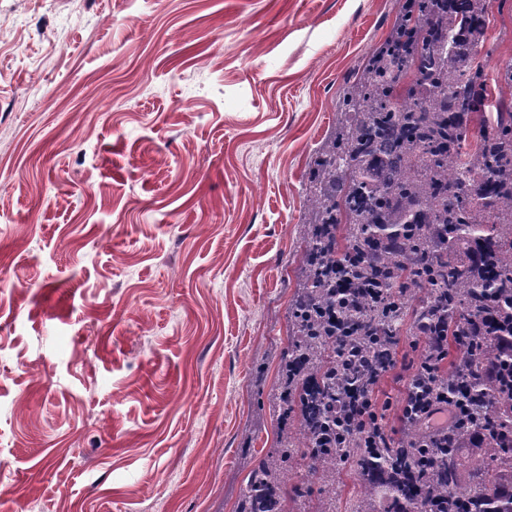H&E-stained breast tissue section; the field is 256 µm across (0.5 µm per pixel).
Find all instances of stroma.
Here are the masks:
<instances>
[{"label":"stroma","instance_id":"stroma-1","mask_svg":"<svg viewBox=\"0 0 512 512\" xmlns=\"http://www.w3.org/2000/svg\"><path fill=\"white\" fill-rule=\"evenodd\" d=\"M397 0H0V512H235L335 100ZM480 61L512 66V0ZM376 388L399 438L409 363ZM287 512L354 478L293 471Z\"/></svg>","mask_w":512,"mask_h":512}]
</instances>
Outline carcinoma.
<instances>
[{"mask_svg": "<svg viewBox=\"0 0 512 512\" xmlns=\"http://www.w3.org/2000/svg\"><path fill=\"white\" fill-rule=\"evenodd\" d=\"M493 0H404L385 41L339 93L344 114L316 150L305 191L308 247L292 307L295 340L281 354V387L274 397L282 426L280 447L251 471L235 512H279L280 491L297 461L309 474L336 483L339 468L355 467L362 502L392 501L397 512H512V446L471 467L462 481L459 449L464 430L433 431L421 417L408 419L390 448H366L365 439L336 431V395L366 383L353 364L369 353L379 363L393 356L391 337L406 315L404 296L426 291L414 321L448 329L455 345L445 370L422 371L408 393L434 402L462 385L468 423L512 431V399L504 367L512 352V99L493 98L477 64ZM494 108L480 141L467 148L469 118ZM345 225L344 247L336 240ZM478 255L435 251L430 229ZM361 288L382 297L355 309H336V264ZM402 282L404 294L389 291ZM500 317L495 334L471 333V322ZM353 332L336 349L337 329Z\"/></svg>", "mask_w": 512, "mask_h": 512, "instance_id": "carcinoma-1", "label": "carcinoma"}]
</instances>
